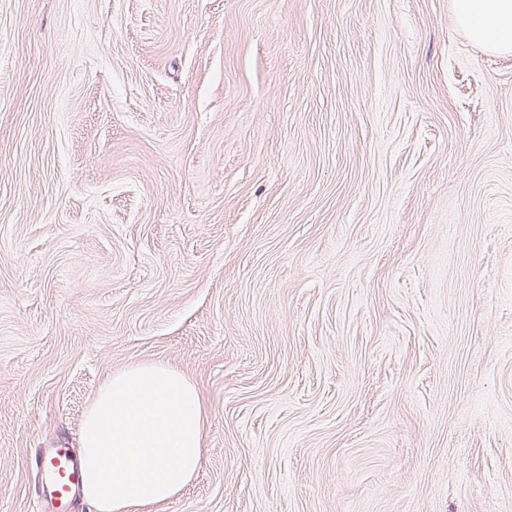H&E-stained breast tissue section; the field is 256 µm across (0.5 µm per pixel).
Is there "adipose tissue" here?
Wrapping results in <instances>:
<instances>
[{
	"label": "adipose tissue",
	"mask_w": 512,
	"mask_h": 512,
	"mask_svg": "<svg viewBox=\"0 0 512 512\" xmlns=\"http://www.w3.org/2000/svg\"><path fill=\"white\" fill-rule=\"evenodd\" d=\"M459 30L512 53V0H453ZM205 407L182 373L140 362L113 374L82 424V496L92 512H143L176 497L197 471Z\"/></svg>",
	"instance_id": "adipose-tissue-1"
}]
</instances>
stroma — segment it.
Wrapping results in <instances>:
<instances>
[{
	"label": "stroma",
	"mask_w": 512,
	"mask_h": 512,
	"mask_svg": "<svg viewBox=\"0 0 512 512\" xmlns=\"http://www.w3.org/2000/svg\"><path fill=\"white\" fill-rule=\"evenodd\" d=\"M451 0H0V512L115 371L198 387L152 512H512V54Z\"/></svg>",
	"instance_id": "35a3bbf8"
}]
</instances>
